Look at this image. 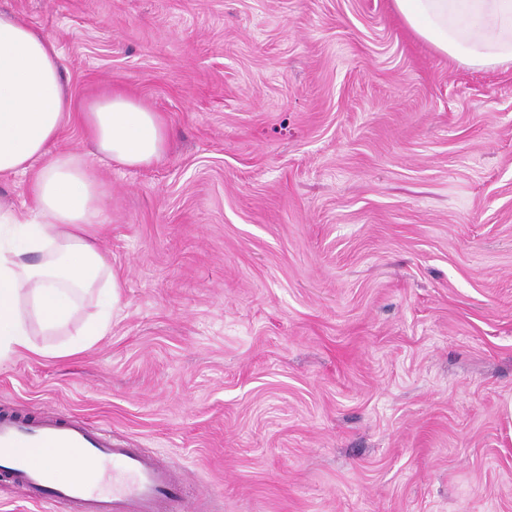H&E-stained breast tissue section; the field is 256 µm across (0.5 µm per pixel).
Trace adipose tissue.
<instances>
[{
  "label": "adipose tissue",
  "instance_id": "adipose-tissue-1",
  "mask_svg": "<svg viewBox=\"0 0 512 512\" xmlns=\"http://www.w3.org/2000/svg\"><path fill=\"white\" fill-rule=\"evenodd\" d=\"M419 37L461 65H512V0H393ZM62 52L19 15L0 9V180L23 178L22 202L0 196V357L27 351L57 359L79 343L42 347L29 327L65 326L79 301L95 297L106 310L87 333L105 335L119 309L122 282L103 258L94 224L107 190L75 151L53 145L66 122L85 130L97 152L138 168L161 158L167 129L153 112L120 90L74 111L62 82Z\"/></svg>",
  "mask_w": 512,
  "mask_h": 512
}]
</instances>
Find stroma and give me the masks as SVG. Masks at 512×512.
<instances>
[{
	"instance_id": "stroma-1",
	"label": "stroma",
	"mask_w": 512,
	"mask_h": 512,
	"mask_svg": "<svg viewBox=\"0 0 512 512\" xmlns=\"http://www.w3.org/2000/svg\"><path fill=\"white\" fill-rule=\"evenodd\" d=\"M0 7L74 103L122 89L169 132L96 166L109 332L0 358V412L110 428L205 512H512V67L451 60L392 0Z\"/></svg>"
}]
</instances>
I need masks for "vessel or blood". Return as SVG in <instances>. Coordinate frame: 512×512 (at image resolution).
I'll return each instance as SVG.
<instances>
[{
    "label": "vessel or blood",
    "instance_id": "obj_1",
    "mask_svg": "<svg viewBox=\"0 0 512 512\" xmlns=\"http://www.w3.org/2000/svg\"><path fill=\"white\" fill-rule=\"evenodd\" d=\"M49 457L70 470L69 480H52ZM0 471L40 512H199L176 466L118 443L111 430L53 409L32 421L0 414Z\"/></svg>",
    "mask_w": 512,
    "mask_h": 512
}]
</instances>
